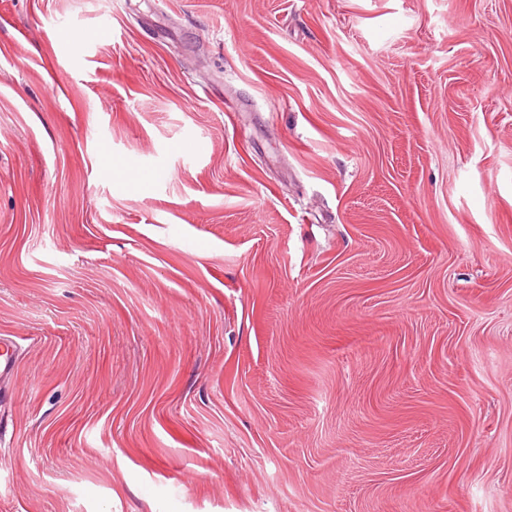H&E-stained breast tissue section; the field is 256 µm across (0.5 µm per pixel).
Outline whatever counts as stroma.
<instances>
[{"mask_svg":"<svg viewBox=\"0 0 512 512\" xmlns=\"http://www.w3.org/2000/svg\"><path fill=\"white\" fill-rule=\"evenodd\" d=\"M0 336V512H512V0H0Z\"/></svg>","mask_w":512,"mask_h":512,"instance_id":"1","label":"stroma"}]
</instances>
